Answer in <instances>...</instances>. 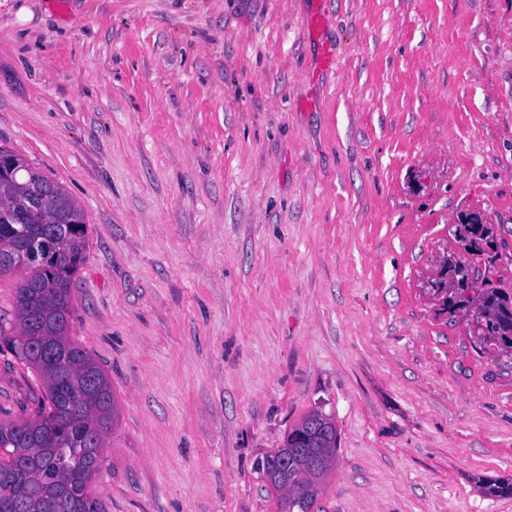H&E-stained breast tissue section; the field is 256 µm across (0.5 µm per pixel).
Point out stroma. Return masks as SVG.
Segmentation results:
<instances>
[{
	"mask_svg": "<svg viewBox=\"0 0 512 512\" xmlns=\"http://www.w3.org/2000/svg\"><path fill=\"white\" fill-rule=\"evenodd\" d=\"M0 146L85 214L108 512H276L316 408L320 512H512V355L432 295L466 210L512 289V0H0ZM301 435L305 437L303 442L298 439ZM336 448L333 419L313 410L288 432L282 448L256 459V469L269 484L272 482L278 490L288 485V491L277 502L280 512L287 507V499L288 512L314 508L321 484L335 464Z\"/></svg>",
	"mask_w": 512,
	"mask_h": 512,
	"instance_id": "1",
	"label": "stroma"
}]
</instances>
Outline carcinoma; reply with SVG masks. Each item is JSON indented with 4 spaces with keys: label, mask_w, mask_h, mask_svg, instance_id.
Wrapping results in <instances>:
<instances>
[{
    "label": "carcinoma",
    "mask_w": 512,
    "mask_h": 512,
    "mask_svg": "<svg viewBox=\"0 0 512 512\" xmlns=\"http://www.w3.org/2000/svg\"><path fill=\"white\" fill-rule=\"evenodd\" d=\"M58 216L59 235L46 237L39 221ZM458 239L468 255L484 254L495 225L479 211L462 212ZM87 224L82 209L57 182L34 166L0 173V275L26 270L15 296L14 322L0 320V343L39 378L44 407L32 418L0 421V512H107L90 489L99 475L108 434L118 415L106 371L69 336L71 285L86 260ZM459 279L443 300L451 312L470 308L483 322L482 339L512 353V293L475 288L491 278ZM337 430L319 410L287 434L284 447L256 459L276 489L288 486L278 507L309 512L335 464ZM512 497V477L484 488Z\"/></svg>",
    "instance_id": "cac0c4a2"
}]
</instances>
